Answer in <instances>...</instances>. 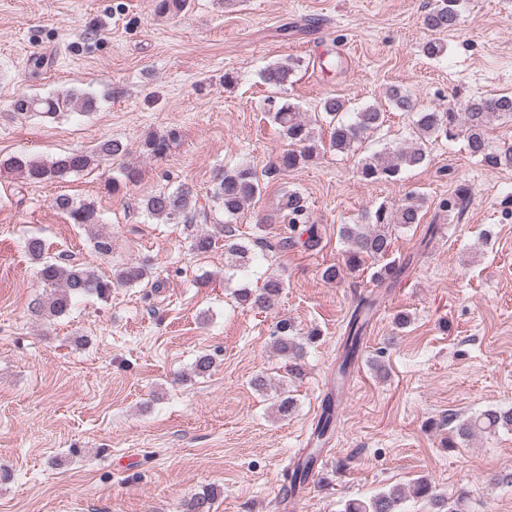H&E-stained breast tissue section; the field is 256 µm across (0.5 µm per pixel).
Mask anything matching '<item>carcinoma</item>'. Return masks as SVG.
<instances>
[{
  "label": "carcinoma",
  "mask_w": 512,
  "mask_h": 512,
  "mask_svg": "<svg viewBox=\"0 0 512 512\" xmlns=\"http://www.w3.org/2000/svg\"><path fill=\"white\" fill-rule=\"evenodd\" d=\"M462 0H436L427 12L423 25L430 31L443 33L455 29L462 21ZM188 6V0H153L154 15L176 16ZM292 72V65L277 63L269 65L261 72V78L267 85L281 87L286 85ZM392 108L399 112L412 114L411 144L384 154H375L358 163V175L366 183L395 180L405 170L423 165L428 160V144L438 139L454 141L463 139L467 151L491 170L512 167V144L499 146L490 144L487 130L493 120L512 122V96L497 95L470 98L460 105H450L448 109L416 107L411 95L397 87L388 92ZM84 109L93 107V100L74 93H58L47 97L21 95L13 100L12 109L24 114L38 112L44 116L70 111L75 106ZM265 112L276 125L280 134L288 140V150L277 157L274 170L293 169L308 162L317 155L319 144L316 130L324 127L329 133V148L341 153L350 152L372 134L381 130L385 113L375 106H366L346 118L347 108L344 100L327 97L321 103L320 111L305 118L300 106L282 97L270 96L265 100ZM177 141L174 132L159 134L148 133L142 141L144 153L153 157L167 155ZM126 153L125 145L115 139L100 141L89 151H72L50 161H44L27 154H13L0 159V169L15 172L26 180L36 184L58 182L69 174L81 172L98 166L103 161L115 160ZM140 172L133 166L120 170V177L105 184L110 193L120 190L121 186L138 183ZM263 183L253 167L239 164L226 167L216 176L214 199L225 217L231 219L243 213L252 200L261 195ZM470 198V188L459 186L454 196L439 202L441 211L452 209L457 202ZM55 207L62 212L69 223L92 227L100 223V216L91 203L77 202L68 195L54 198ZM143 211L151 218L175 223L182 221L187 232L190 246L204 254L211 250L215 240L210 234L194 231L193 192L188 186L173 191L158 190L141 201ZM423 201L410 196L397 206L379 205L368 224H343L338 236L345 244L344 265L341 269L335 265L326 267L322 277L327 281H337L343 277V270L353 273L361 269L367 260L379 262L371 274L375 289L359 297L347 322L344 341L339 356L338 374L345 376L354 364L360 352L363 336L380 302V290L397 284L405 274L410 260H390L392 252V228L409 227L421 222ZM277 214L282 222L288 224V233L277 238L276 242L258 241L256 245L269 252H286L301 248L309 251L320 243L318 227L309 223L306 208L300 196L295 192L284 191L277 203ZM25 252L39 265L41 281L53 289L44 300L35 303L33 312L44 321H51L69 312L77 297L96 296L103 298L112 292L113 283L133 287L142 285L149 278L148 268L143 263H131L122 267L115 277L110 278L98 271L75 263H62L46 253L42 238L31 236L24 240ZM225 254L230 258L229 268L246 269L253 259V250L247 244L231 239L226 234ZM285 288L278 275H268L257 288L242 287L234 290V298L243 306L265 312L271 309ZM315 333L306 339L298 337L291 323L282 320L276 326L273 349L276 355L288 362V375L300 378L304 375L302 359L305 356L304 341H313ZM276 416L286 419L297 408L295 398L289 394L287 385L274 389L272 395ZM337 419L335 397L328 395L322 402L320 416L314 428L315 442L320 444L330 434ZM499 429L512 431V408L487 409L476 416L459 420L452 435L444 440L448 448L455 446V439H466L479 433L495 432ZM320 449L309 448L303 452L291 477V494L303 488L313 476ZM428 499L437 512H462L466 493L461 491L454 500L441 497L435 492L432 483L421 478L413 484L407 493L398 487L383 491L369 499H348L342 512H405L404 505L409 497ZM215 499L214 490L205 488L196 493L187 504V512H211Z\"/></svg>",
  "instance_id": "cac0c4a2"
}]
</instances>
